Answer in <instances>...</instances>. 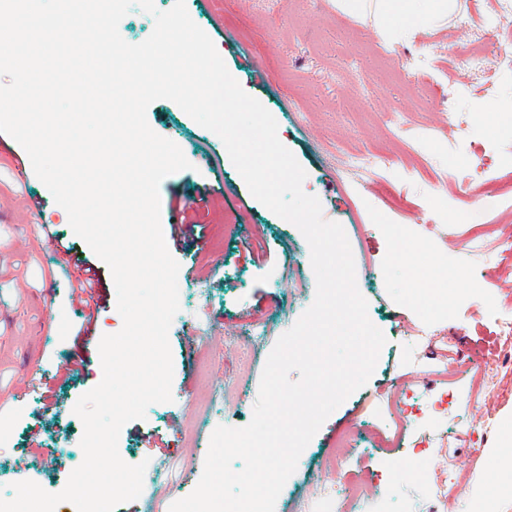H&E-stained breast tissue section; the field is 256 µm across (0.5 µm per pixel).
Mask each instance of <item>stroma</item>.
Segmentation results:
<instances>
[{"instance_id": "stroma-1", "label": "stroma", "mask_w": 512, "mask_h": 512, "mask_svg": "<svg viewBox=\"0 0 512 512\" xmlns=\"http://www.w3.org/2000/svg\"><path fill=\"white\" fill-rule=\"evenodd\" d=\"M191 19L213 40L229 72L258 99L278 124L280 141L307 176L305 193L317 196L323 217L342 225L350 242L360 293L386 343L366 385L323 423L284 485L275 512H315L316 493L335 482L326 458L338 434H355L348 468L360 477L384 476L369 512H417L425 477L441 473L454 457L465 481L439 512H466L473 491L496 486L505 471L494 457L512 417V377L469 403L466 362L494 368L504 340L498 322L512 320V253L485 246L474 251L460 236L471 224L498 233L499 219L512 216V185L498 175L471 179L466 163L449 171L451 154L466 156L485 142L512 156V69L495 29L499 15L512 14V0H456L449 18L404 34L382 33L372 15H349L338 0H185ZM472 12L481 31L480 53L496 67L497 89L482 91L455 48L469 37L459 28ZM429 74V100L412 83L417 70ZM394 113L398 125L382 123ZM467 112L469 127L449 128V113ZM147 121L188 157L190 168L160 184L161 224L168 206L184 190L201 197L203 226L198 246L167 237L179 262L180 310L169 329L174 364L173 400L148 407L145 419L120 432L122 460L146 463L145 483L166 502L188 496L203 469L213 430L246 426L257 400L260 376L276 340L312 303L316 281L310 249L299 229L250 194L223 142L199 126L176 103L153 102ZM425 141L423 154L387 165L358 163L359 155L393 148L397 140ZM26 150L0 132V256L14 269H0V495L30 480L60 492L83 461L84 427L73 407L102 379L98 344L118 332L110 269L97 263L103 298L91 337L77 335L80 307L72 302L67 276L55 269L57 249L81 258L94 252L72 230L51 193L35 176L19 178ZM471 181L473 200L456 199L459 183ZM414 245L409 265L395 257L398 237ZM422 286V300L407 304V289ZM206 322L207 335L190 338L191 321ZM81 359L73 384L56 409L45 410V393L31 379L55 372L61 360ZM455 377V402L441 414L444 388L434 374ZM415 398L388 414L382 398L394 387ZM407 431L398 448L383 449L367 430L388 434L393 416ZM488 430L474 448L456 445V429ZM38 432L55 458L44 466L26 437ZM438 434L427 448L426 434Z\"/></svg>"}]
</instances>
